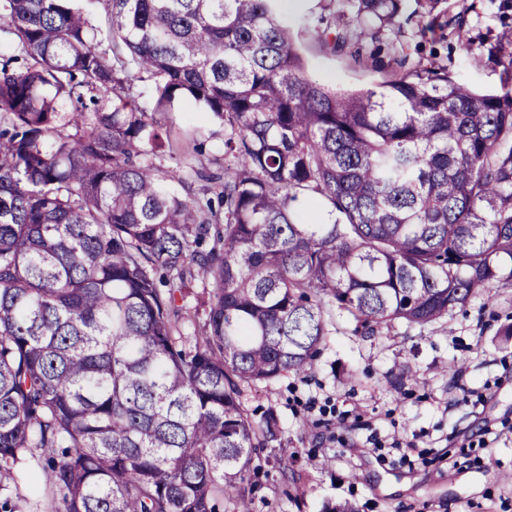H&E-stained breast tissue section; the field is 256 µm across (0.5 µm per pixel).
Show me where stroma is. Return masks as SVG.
<instances>
[{
  "mask_svg": "<svg viewBox=\"0 0 512 512\" xmlns=\"http://www.w3.org/2000/svg\"><path fill=\"white\" fill-rule=\"evenodd\" d=\"M463 31L439 38L416 22L378 36L335 22L333 0H298L294 27L318 82L373 88L401 64L447 67L474 88H512V0H440ZM343 34L348 50H332ZM472 40L470 59L459 49ZM161 162L191 154L197 171L224 170V127L190 100L161 113ZM309 372L244 388L255 418L273 413L276 437L253 453L250 512H512V281L442 321L402 323L366 337L332 311ZM9 494L17 512H56L40 462L20 460Z\"/></svg>",
  "mask_w": 512,
  "mask_h": 512,
  "instance_id": "obj_1",
  "label": "stroma"
}]
</instances>
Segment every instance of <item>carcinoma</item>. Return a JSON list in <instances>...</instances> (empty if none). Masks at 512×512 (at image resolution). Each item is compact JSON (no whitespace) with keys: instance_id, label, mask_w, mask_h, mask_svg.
<instances>
[{"instance_id":"carcinoma-1","label":"carcinoma","mask_w":512,"mask_h":512,"mask_svg":"<svg viewBox=\"0 0 512 512\" xmlns=\"http://www.w3.org/2000/svg\"><path fill=\"white\" fill-rule=\"evenodd\" d=\"M105 2L104 47L77 0H0V491L39 448L64 512H250L275 423L243 386L309 369L333 309L423 327L512 281V89L430 66L339 92L274 0ZM402 2L336 17L376 35ZM439 2L421 33L462 28ZM134 71L224 124L216 199L165 189L193 166L157 163Z\"/></svg>"}]
</instances>
